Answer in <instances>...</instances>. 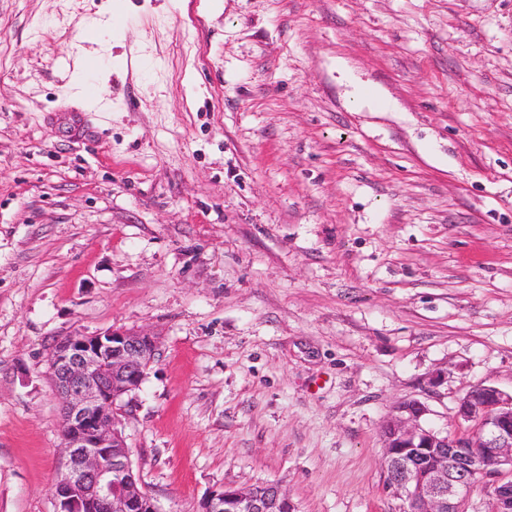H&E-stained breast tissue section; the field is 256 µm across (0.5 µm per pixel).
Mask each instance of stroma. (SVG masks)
I'll use <instances>...</instances> for the list:
<instances>
[{
	"instance_id": "35a3bbf8",
	"label": "stroma",
	"mask_w": 512,
	"mask_h": 512,
	"mask_svg": "<svg viewBox=\"0 0 512 512\" xmlns=\"http://www.w3.org/2000/svg\"><path fill=\"white\" fill-rule=\"evenodd\" d=\"M109 329L161 512H399L394 407L512 394V0H0V512H55L48 354ZM202 512H296L295 504L278 485L223 486L211 492Z\"/></svg>"
}]
</instances>
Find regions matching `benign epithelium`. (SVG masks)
<instances>
[{"mask_svg": "<svg viewBox=\"0 0 512 512\" xmlns=\"http://www.w3.org/2000/svg\"><path fill=\"white\" fill-rule=\"evenodd\" d=\"M148 331L76 333L50 350L51 381L60 398L65 468L55 483L57 512H159L143 487L122 429L123 399L138 390L158 351ZM427 406H396L382 428L388 486L401 512H463L477 479L512 467V394L488 385L458 401L463 430L422 425ZM202 512H296L278 485L223 486ZM490 512H512V480L491 483Z\"/></svg>", "mask_w": 512, "mask_h": 512, "instance_id": "7a95c632", "label": "benign epithelium"}]
</instances>
